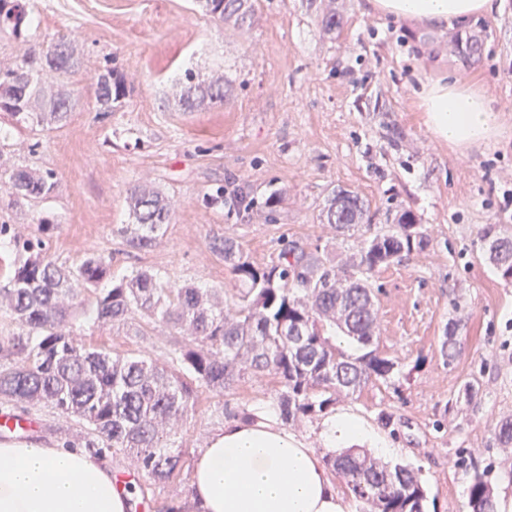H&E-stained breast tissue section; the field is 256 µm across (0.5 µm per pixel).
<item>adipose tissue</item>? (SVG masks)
I'll return each mask as SVG.
<instances>
[{
  "instance_id": "1",
  "label": "adipose tissue",
  "mask_w": 512,
  "mask_h": 512,
  "mask_svg": "<svg viewBox=\"0 0 512 512\" xmlns=\"http://www.w3.org/2000/svg\"><path fill=\"white\" fill-rule=\"evenodd\" d=\"M369 9L400 21L453 26L501 12L503 0H368ZM418 100L434 136L460 153L496 141L503 114L479 88L455 76L423 84ZM326 447L382 437L349 411L323 422ZM193 497L203 512H348L326 466L272 414L226 422L198 454ZM130 495L89 455L27 442L0 443V512H128Z\"/></svg>"
}]
</instances>
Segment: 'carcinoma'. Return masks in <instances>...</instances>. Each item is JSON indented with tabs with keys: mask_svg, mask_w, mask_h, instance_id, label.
<instances>
[{
	"mask_svg": "<svg viewBox=\"0 0 512 512\" xmlns=\"http://www.w3.org/2000/svg\"><path fill=\"white\" fill-rule=\"evenodd\" d=\"M206 11L221 22L244 23L249 0H204ZM31 22L20 0H0V27L21 30ZM73 39L50 44L24 43L16 57L0 62V112L16 127L60 123L71 112V78L83 75L81 63L66 47ZM95 85L100 112H112L128 94L124 76L111 70ZM224 74L204 84L186 74L180 91L183 109L224 103ZM13 202L47 198L58 187L50 171L27 167L11 171ZM133 222L120 232L133 249L151 246L171 220L170 204L147 186L130 192ZM323 220L345 234L360 233L349 260L337 265L319 252L297 246L279 262L254 267L231 237L213 245L240 284L233 313L215 307L210 292L194 284H172L157 271L137 269L112 276L111 261L98 257L76 268L58 266L43 255L42 241L16 243L28 253L9 271V287L0 289V311L21 333L0 336V402L14 407L44 402L83 427L82 444L94 452L109 450L135 456L153 486H164L185 468L182 455L168 446L170 422L195 405L200 388L223 392L247 373L267 374L283 387L277 413L288 424L309 417L360 391L371 381L386 384L398 362L374 347L377 311L370 288L373 273L416 248L427 235L405 211L398 223L362 232L369 204L349 189L333 190ZM488 259L512 283V237L488 241ZM109 280L112 286L101 287ZM85 294L88 304L77 316L60 300L64 293ZM168 326L189 324L196 340L181 346L166 363L111 353L77 343L74 321L124 326L134 315ZM352 338L364 353L351 357L336 348V331ZM22 349L20 362L9 358ZM330 465L354 499L369 512H426L427 495L413 469L389 467L363 454H340ZM471 512H494L484 475L469 487Z\"/></svg>",
	"mask_w": 512,
	"mask_h": 512,
	"instance_id": "obj_1",
	"label": "carcinoma"
}]
</instances>
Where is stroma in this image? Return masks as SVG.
I'll list each match as a JSON object with an SVG mask.
<instances>
[{"label": "stroma", "instance_id": "35a3bbf8", "mask_svg": "<svg viewBox=\"0 0 512 512\" xmlns=\"http://www.w3.org/2000/svg\"><path fill=\"white\" fill-rule=\"evenodd\" d=\"M38 26L0 32V60L20 40L75 36L86 71L117 70L130 88L115 112H97L93 89L74 84L77 103L60 125L13 130L0 146V224L7 237L41 239L49 260L70 267L111 258L122 274L160 271L173 283L216 291L231 304L235 279L213 245L232 237L263 268L293 246L344 261L346 245L321 217L332 190L357 191L372 224L411 211L429 243L370 279L379 352L397 360L395 384L368 383L337 400L387 441L384 463L412 468L427 512H470L468 489L484 474L494 496L512 497V448L494 426L512 420V284L489 262L487 231L512 234V0L501 13L451 28L397 22L369 12L366 0H252L243 25H227L198 0H24ZM335 10L342 24L325 34ZM477 52H470V44ZM223 72V104L183 111L176 85ZM455 73L486 90L509 124L499 141L463 154L424 123L415 95L421 80ZM53 172L55 193L9 201L14 166ZM147 185L170 203L172 219L152 245L130 248L127 196ZM224 198L211 201L216 187ZM282 201L268 208L265 199ZM255 204L237 206L239 193ZM79 342L113 354L167 360L188 329L152 324L113 329L76 323ZM458 354L445 362L441 344ZM280 389L269 375L236 380L223 394L198 391L173 437L188 467L145 508L162 512L191 491L189 467L208 438L241 408L274 409ZM391 415L381 425L379 412ZM38 423L27 442L60 448L82 430L48 407L25 410Z\"/></svg>", "mask_w": 512, "mask_h": 512}]
</instances>
